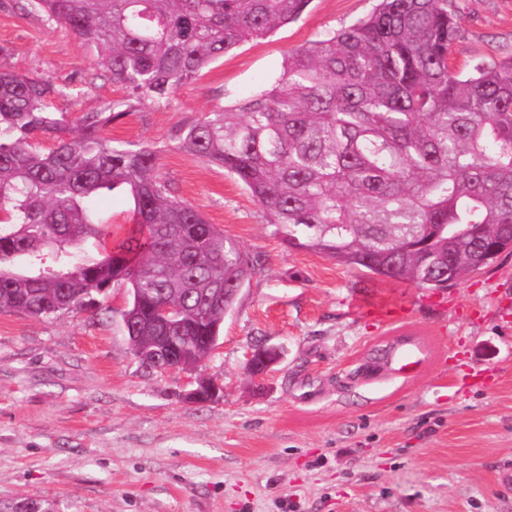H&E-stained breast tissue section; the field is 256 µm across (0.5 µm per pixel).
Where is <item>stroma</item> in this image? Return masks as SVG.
<instances>
[{
    "label": "stroma",
    "instance_id": "35a3bbf8",
    "mask_svg": "<svg viewBox=\"0 0 512 512\" xmlns=\"http://www.w3.org/2000/svg\"><path fill=\"white\" fill-rule=\"evenodd\" d=\"M0 0L11 64L71 94L56 112L113 105L114 144L160 150L170 193L250 255L256 273L200 373L223 388L185 399L191 373L133 354L118 316L126 286L88 311L0 313V512H512V253L445 288L381 282L288 247L224 169L177 148L181 127L269 84L288 52L372 12L377 0H312L295 23L230 50L169 103L130 106L94 50L62 26ZM453 61L512 55V0H456ZM402 322L381 328L373 313ZM400 340L424 363L375 367ZM280 353L261 377L248 356Z\"/></svg>",
    "mask_w": 512,
    "mask_h": 512
}]
</instances>
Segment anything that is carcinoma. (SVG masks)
Here are the masks:
<instances>
[{
	"instance_id": "carcinoma-1",
	"label": "carcinoma",
	"mask_w": 512,
	"mask_h": 512,
	"mask_svg": "<svg viewBox=\"0 0 512 512\" xmlns=\"http://www.w3.org/2000/svg\"><path fill=\"white\" fill-rule=\"evenodd\" d=\"M97 51L138 104L167 101L236 46L296 22L312 0H27ZM453 0H378L364 19L288 53L274 84L181 129L177 149L237 177L290 247L383 282L446 288L512 248V56L451 63ZM68 88L0 68V312L77 310L124 284L141 305L126 335L209 354L255 265L172 196L159 150L115 146L112 108L70 120ZM54 142L45 151L39 141ZM123 193L112 237L95 198ZM175 309L176 326L151 309Z\"/></svg>"
}]
</instances>
